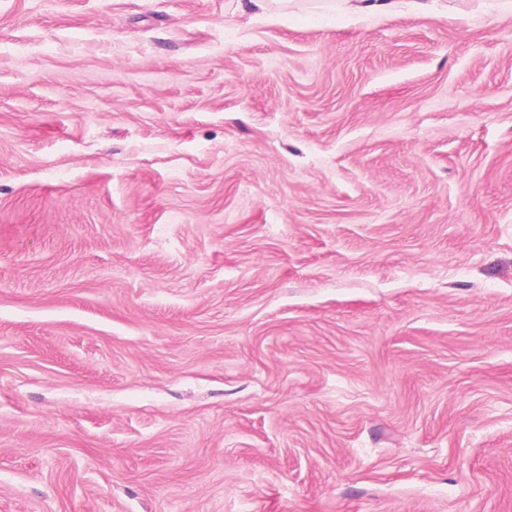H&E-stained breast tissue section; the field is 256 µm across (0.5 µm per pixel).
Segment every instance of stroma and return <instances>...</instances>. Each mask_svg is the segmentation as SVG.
<instances>
[{"label":"stroma","instance_id":"obj_1","mask_svg":"<svg viewBox=\"0 0 512 512\" xmlns=\"http://www.w3.org/2000/svg\"><path fill=\"white\" fill-rule=\"evenodd\" d=\"M0 512H512L506 0H0ZM250 8L259 16H267L270 19L283 10L298 7L299 0H248ZM405 0H336L319 1L332 2L331 8H337L354 16H379L391 13L403 6ZM336 2V4H335Z\"/></svg>","mask_w":512,"mask_h":512}]
</instances>
